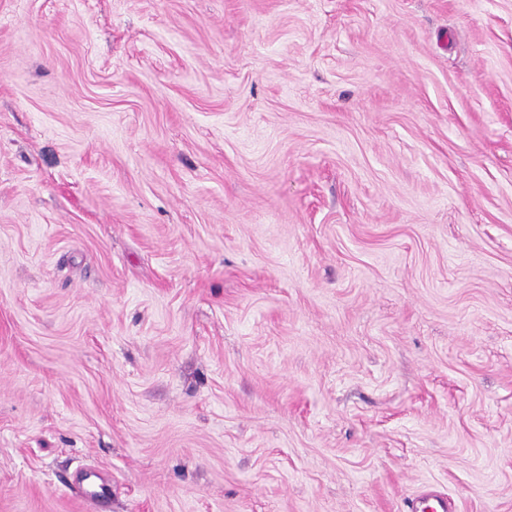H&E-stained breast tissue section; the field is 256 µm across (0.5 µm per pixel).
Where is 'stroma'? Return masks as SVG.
<instances>
[{
    "label": "stroma",
    "mask_w": 512,
    "mask_h": 512,
    "mask_svg": "<svg viewBox=\"0 0 512 512\" xmlns=\"http://www.w3.org/2000/svg\"><path fill=\"white\" fill-rule=\"evenodd\" d=\"M431 493L512 512V0H0V512Z\"/></svg>",
    "instance_id": "stroma-1"
}]
</instances>
